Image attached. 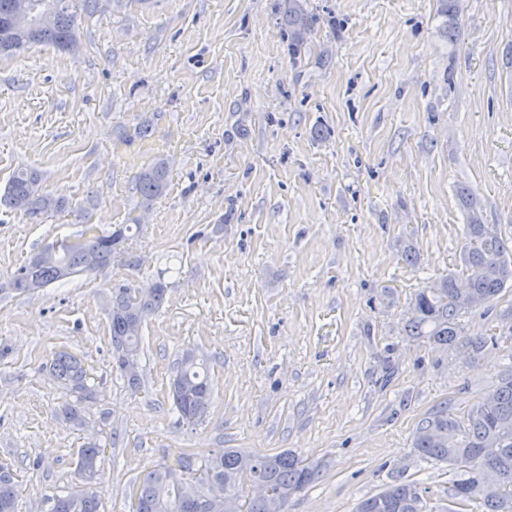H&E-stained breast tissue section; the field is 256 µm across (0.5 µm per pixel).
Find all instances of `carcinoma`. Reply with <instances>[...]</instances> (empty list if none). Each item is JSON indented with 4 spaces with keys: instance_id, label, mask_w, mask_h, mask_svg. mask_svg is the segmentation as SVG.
Segmentation results:
<instances>
[{
    "instance_id": "carcinoma-1",
    "label": "carcinoma",
    "mask_w": 512,
    "mask_h": 512,
    "mask_svg": "<svg viewBox=\"0 0 512 512\" xmlns=\"http://www.w3.org/2000/svg\"><path fill=\"white\" fill-rule=\"evenodd\" d=\"M16 0H0V54L16 55L34 45L49 44L66 49L76 35V14L73 0H32L39 7L51 5V22L19 23L15 20ZM302 0H288L289 45H301L312 26ZM42 175L22 168L11 177L0 205L21 210L31 219L47 212L48 194L41 189ZM136 189L141 207L147 208L166 189V164L161 161L138 176ZM460 200L469 213L467 242L462 260L469 270L465 282L450 276L420 291L415 298L408 327L414 336H430L444 343L460 340L477 352L486 341L463 338L459 317L462 313L496 299L512 282V247L497 227L482 223L473 194L460 190ZM129 224H119L110 233L101 234L94 226L67 250L46 258L32 257L15 270L20 281L8 282L9 288L20 292L21 281L29 278L45 288L53 283L82 275L102 272L112 265L118 246L128 240ZM167 286L162 281L149 288H120L112 296L110 329L112 345L118 357H139L141 330L146 318L164 301ZM56 378L74 394L62 414L66 421L83 423L82 404L95 398V390L87 384L86 371L72 356L61 353L53 360ZM173 405L179 418L195 423L206 415L212 399V387L206 366L194 350L182 353L171 383ZM418 452L438 462L464 468L465 478L453 484L451 498L456 508L450 512H469L474 505L478 512H504L512 509V370L501 378L493 393L475 404L460 420L448 414V407L433 410L418 426L414 440ZM247 454L224 448L209 454L203 461L205 477L183 480L169 465L149 471L134 492L133 512H224V504L210 500L208 480L224 483L237 502V512H266L265 503L253 496L244 498L240 487L246 481H264L285 498L318 479L319 468L305 464L287 452L253 453L255 466L243 468ZM99 446L89 442L78 450V475L98 474ZM95 482H85L70 494L52 499L51 512H98L99 499ZM16 485L11 473L0 467V512H15ZM423 498L417 488L398 482L363 500L357 512H424Z\"/></svg>"
}]
</instances>
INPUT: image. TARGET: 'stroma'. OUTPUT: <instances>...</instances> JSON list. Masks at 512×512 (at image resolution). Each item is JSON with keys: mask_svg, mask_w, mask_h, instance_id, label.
I'll return each instance as SVG.
<instances>
[{"mask_svg": "<svg viewBox=\"0 0 512 512\" xmlns=\"http://www.w3.org/2000/svg\"><path fill=\"white\" fill-rule=\"evenodd\" d=\"M304 5L294 54L287 0H98L73 49L0 56V191L34 168L68 201L37 222L0 206V465L17 512L78 486L89 441L100 512H132L148 471L217 448L319 465L287 512H356L396 480L427 512L451 507L459 471L421 457L414 431L443 404L466 416L512 368V286L461 317L480 352L407 325L419 291L468 275L459 188L512 239V0H459L453 37L438 0ZM161 159L165 193L138 208L134 177ZM133 212L106 272L6 292L47 245ZM158 280L132 389L109 303ZM187 349L213 389L195 425L170 396ZM61 351L96 389L79 427L55 415L71 399L50 372ZM301 0H288V35L292 48L300 46L312 26L313 19L306 12Z\"/></svg>", "mask_w": 512, "mask_h": 512, "instance_id": "obj_1", "label": "stroma"}]
</instances>
